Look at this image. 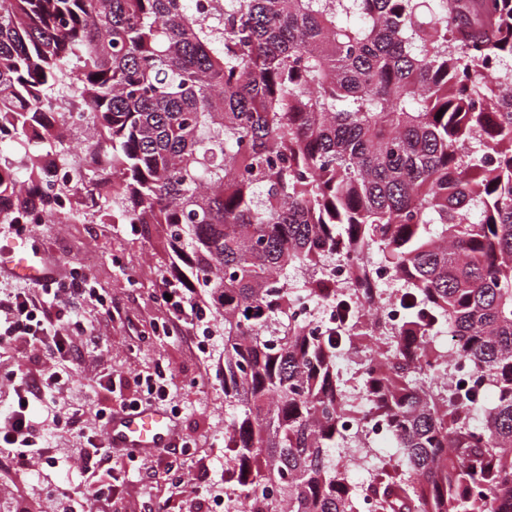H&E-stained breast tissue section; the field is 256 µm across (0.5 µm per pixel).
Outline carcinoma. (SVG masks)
<instances>
[{
	"mask_svg": "<svg viewBox=\"0 0 512 512\" xmlns=\"http://www.w3.org/2000/svg\"><path fill=\"white\" fill-rule=\"evenodd\" d=\"M507 58L512 0H0V141L38 143L23 187L0 176V223L71 218V191L166 227L224 324L242 512H512V81L488 72ZM63 94L100 165L50 196ZM376 252L396 328L361 288ZM301 298L342 323L318 333ZM360 348L355 404L336 361ZM462 369L491 407L447 387ZM373 417L395 453L362 493L340 449Z\"/></svg>",
	"mask_w": 512,
	"mask_h": 512,
	"instance_id": "carcinoma-1",
	"label": "carcinoma"
}]
</instances>
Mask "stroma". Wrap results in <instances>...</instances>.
<instances>
[{
  "label": "stroma",
  "mask_w": 512,
  "mask_h": 512,
  "mask_svg": "<svg viewBox=\"0 0 512 512\" xmlns=\"http://www.w3.org/2000/svg\"><path fill=\"white\" fill-rule=\"evenodd\" d=\"M27 245L61 262L62 271H86L90 284L121 310L120 318L97 315L83 303V315L95 326V342L79 344L73 356L74 383L65 395L69 406L93 419L99 408L123 409L139 397L141 376L164 369L177 383L163 409H177L179 434L193 446V459L180 453L118 458L112 512H187L190 499H206L224 491V469L230 453L224 440L234 415L224 404V337L213 321L200 323L208 341L197 348L180 336H163L157 328L167 312L156 298L159 271L170 263L165 235L156 228L137 230L127 224L78 221L47 224L32 221L28 232L15 234L0 224V246ZM39 422L36 434L49 440L54 462L37 465L16 476L9 458L0 453V512H50L48 491L77 497L84 470L80 458L86 446L83 430L65 431L53 423L54 408L33 401Z\"/></svg>",
  "instance_id": "1"
}]
</instances>
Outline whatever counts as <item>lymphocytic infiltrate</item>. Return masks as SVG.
<instances>
[{"label": "lymphocytic infiltrate", "mask_w": 512, "mask_h": 512, "mask_svg": "<svg viewBox=\"0 0 512 512\" xmlns=\"http://www.w3.org/2000/svg\"><path fill=\"white\" fill-rule=\"evenodd\" d=\"M161 293L167 294L170 318L165 334L193 332L209 309L193 298L190 289L175 281H163ZM88 293L78 274L55 276L43 283L40 294L26 291L0 292V345L19 340L30 343L44 364L42 380L29 384L22 370L6 373L5 379L17 397L13 410L0 417V451L13 460L17 471L24 472L41 461H51V450L35 435L34 420L28 407L31 396L43 394L52 400L62 399L68 385L56 366L71 353V332L93 333L94 327L82 324L76 311Z\"/></svg>", "instance_id": "1"}]
</instances>
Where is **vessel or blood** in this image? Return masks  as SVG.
Instances as JSON below:
<instances>
[{
	"label": "vessel or blood",
	"instance_id": "b4317fda",
	"mask_svg": "<svg viewBox=\"0 0 512 512\" xmlns=\"http://www.w3.org/2000/svg\"><path fill=\"white\" fill-rule=\"evenodd\" d=\"M41 265L39 255L24 248L0 251V269H9L19 277L42 282L44 272ZM174 433L173 419L162 409L149 406L114 415L107 430L106 443L114 448L157 453L170 445Z\"/></svg>",
	"mask_w": 512,
	"mask_h": 512
}]
</instances>
